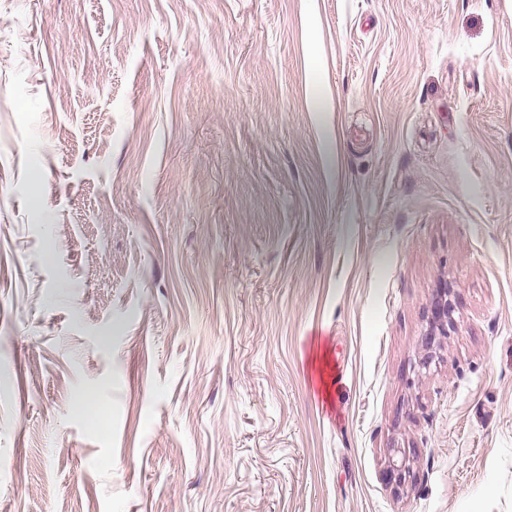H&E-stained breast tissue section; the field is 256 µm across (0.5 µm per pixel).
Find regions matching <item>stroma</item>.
<instances>
[{
	"label": "stroma",
	"instance_id": "1",
	"mask_svg": "<svg viewBox=\"0 0 512 512\" xmlns=\"http://www.w3.org/2000/svg\"><path fill=\"white\" fill-rule=\"evenodd\" d=\"M0 512H512V0H0ZM449 294L448 282L442 283L436 290L431 305L429 329L426 334L427 337L425 338L426 349L430 348L436 336H448V328L452 323L450 313L453 308L451 300L448 299ZM410 473H412L410 458L400 448L394 449L393 454L388 459L385 471L386 480L400 488L404 486L406 477H409Z\"/></svg>",
	"mask_w": 512,
	"mask_h": 512
}]
</instances>
